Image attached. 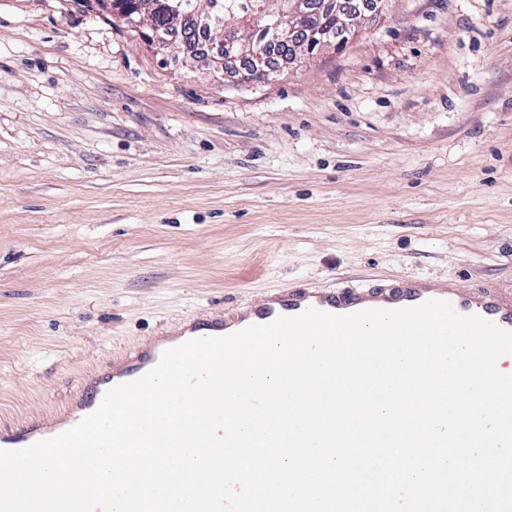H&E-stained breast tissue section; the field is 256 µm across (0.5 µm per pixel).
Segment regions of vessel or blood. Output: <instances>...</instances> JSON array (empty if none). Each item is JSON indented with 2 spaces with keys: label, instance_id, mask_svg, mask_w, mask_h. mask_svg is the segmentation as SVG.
Instances as JSON below:
<instances>
[{
  "label": "vessel or blood",
  "instance_id": "vessel-or-blood-1",
  "mask_svg": "<svg viewBox=\"0 0 512 512\" xmlns=\"http://www.w3.org/2000/svg\"><path fill=\"white\" fill-rule=\"evenodd\" d=\"M430 300L448 302L460 314L477 315L503 330L512 331V291L480 288L465 293L459 291L450 280L438 284L419 280L387 291L380 289L372 294L317 288L296 291L286 287L268 299L254 314L238 316L235 325L240 330L256 323L265 325L281 316L300 315L311 307L330 314H351L368 309L414 307ZM162 354L163 350L159 347L140 352L130 357L120 371L102 373L88 381L86 387L92 392L91 398H80L78 412L59 424H50L46 416L38 414L15 425L1 427L0 448L19 450L72 428L91 410L97 409L107 391L148 373L158 364Z\"/></svg>",
  "mask_w": 512,
  "mask_h": 512
}]
</instances>
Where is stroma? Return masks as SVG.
I'll use <instances>...</instances> for the list:
<instances>
[{"mask_svg":"<svg viewBox=\"0 0 512 512\" xmlns=\"http://www.w3.org/2000/svg\"><path fill=\"white\" fill-rule=\"evenodd\" d=\"M279 68L0 0V421L286 286H512V0H392Z\"/></svg>","mask_w":512,"mask_h":512,"instance_id":"stroma-1","label":"stroma"}]
</instances>
